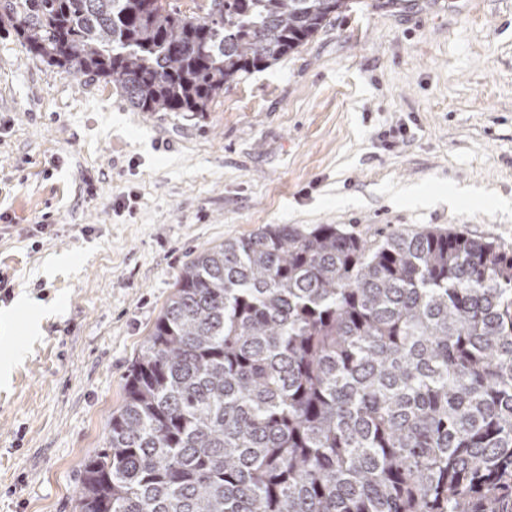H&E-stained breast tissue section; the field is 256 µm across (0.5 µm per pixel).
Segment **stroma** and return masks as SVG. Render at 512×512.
Returning <instances> with one entry per match:
<instances>
[{
  "mask_svg": "<svg viewBox=\"0 0 512 512\" xmlns=\"http://www.w3.org/2000/svg\"><path fill=\"white\" fill-rule=\"evenodd\" d=\"M269 224L512 250V0H348L201 114L134 111L0 36V512H76L182 267Z\"/></svg>",
  "mask_w": 512,
  "mask_h": 512,
  "instance_id": "1",
  "label": "stroma"
}]
</instances>
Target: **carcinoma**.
<instances>
[{
	"label": "carcinoma",
	"mask_w": 512,
	"mask_h": 512,
	"mask_svg": "<svg viewBox=\"0 0 512 512\" xmlns=\"http://www.w3.org/2000/svg\"><path fill=\"white\" fill-rule=\"evenodd\" d=\"M0 0V33L138 112H205L346 0ZM78 512H512V251L273 224L203 249Z\"/></svg>",
	"instance_id": "carcinoma-1"
}]
</instances>
